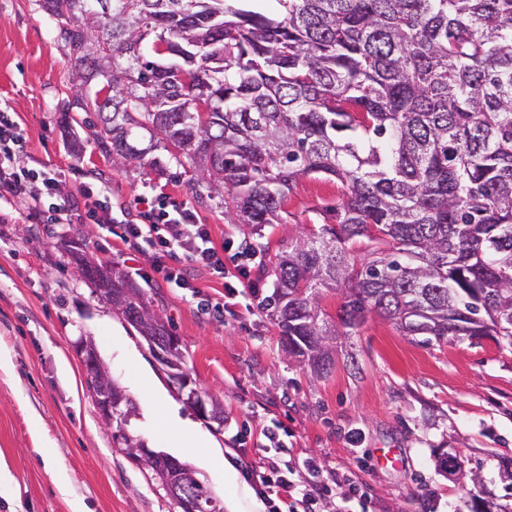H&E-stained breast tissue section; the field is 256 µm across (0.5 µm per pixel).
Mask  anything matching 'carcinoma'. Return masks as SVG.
Returning a JSON list of instances; mask_svg holds the SVG:
<instances>
[{"instance_id": "carcinoma-1", "label": "carcinoma", "mask_w": 512, "mask_h": 512, "mask_svg": "<svg viewBox=\"0 0 512 512\" xmlns=\"http://www.w3.org/2000/svg\"><path fill=\"white\" fill-rule=\"evenodd\" d=\"M91 95L113 163L198 173L229 224L283 220L297 181L344 197L281 251L265 309L288 356L317 377L328 337L369 317L420 343L489 337L512 347V0H119L74 22L76 0H38ZM121 36L112 79L96 44ZM207 101L208 112L194 101ZM162 149L168 160L148 158ZM94 289L124 288L132 327L160 314L127 273L98 263ZM324 289L343 301L320 319Z\"/></svg>"}]
</instances>
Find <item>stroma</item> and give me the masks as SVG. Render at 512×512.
Returning <instances> with one entry per match:
<instances>
[{"label":"stroma","mask_w":512,"mask_h":512,"mask_svg":"<svg viewBox=\"0 0 512 512\" xmlns=\"http://www.w3.org/2000/svg\"><path fill=\"white\" fill-rule=\"evenodd\" d=\"M79 82L56 25L37 0H0V105L18 117L27 138L21 166L55 173L61 194L108 187L114 204L144 211L146 201L190 202L215 242L265 245L271 263L282 245L321 223L343 196L339 182L301 179L285 203L283 223L252 234L224 219L221 197L199 199L195 172L170 167L157 174L136 161L113 164L84 123H66L64 111ZM27 206L0 207L8 237L0 241V350L12 366L0 370V512H176L150 473L112 444L74 351L93 337L113 378L132 399L130 433L148 447L190 464L221 512H230L225 465L237 473L255 453L262 427L284 424L294 448L345 471L364 492L368 512H470L465 474L478 472L482 488L502 494L511 479L512 348L490 340L423 345L393 324L367 319L338 339L336 366L324 378L290 359L279 329L263 307L272 280L253 278V315L219 311L224 288L202 271L200 291L187 304L179 290L156 280L150 263L118 236L93 224H55ZM77 239L90 258L137 273L153 307L181 342L186 370L198 388L224 405V426L196 418L150 355L140 334L95 297L78 276L67 243ZM354 356L358 373L345 365ZM163 396L167 409L152 407ZM193 420L197 448L170 445L168 411ZM458 458L462 473L448 477L436 453Z\"/></svg>","instance_id":"obj_1"}]
</instances>
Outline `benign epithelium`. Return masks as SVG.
<instances>
[{
    "label": "benign epithelium",
    "instance_id": "benign-epithelium-1",
    "mask_svg": "<svg viewBox=\"0 0 512 512\" xmlns=\"http://www.w3.org/2000/svg\"><path fill=\"white\" fill-rule=\"evenodd\" d=\"M101 9L109 15L112 14V0H102L100 3L85 2L73 9L72 16L80 21L90 11ZM142 331L143 340L149 351L165 368L171 381L177 385L185 403L201 418L223 425V403L199 391L190 376L184 373V367L177 359L178 344L174 341L160 340V337L155 335L154 325L147 324L142 327ZM74 349L91 380L92 393L107 433L131 437V434L123 426L116 425V422L127 421L134 411V405L123 387L112 377V371L100 357L93 337L80 338ZM124 452L138 465L168 464L170 473L166 475L167 490L180 500V512H200V502L189 491V481L196 479L191 466L147 447L141 440L134 442V447L124 449Z\"/></svg>",
    "mask_w": 512,
    "mask_h": 512
}]
</instances>
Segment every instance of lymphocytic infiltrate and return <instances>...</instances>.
<instances>
[{
  "mask_svg": "<svg viewBox=\"0 0 512 512\" xmlns=\"http://www.w3.org/2000/svg\"><path fill=\"white\" fill-rule=\"evenodd\" d=\"M26 144L19 122L11 112L0 109V198L6 204L20 202L35 210L40 208L43 197L57 194L59 180L39 169L18 168V156ZM59 211L69 222L88 219L103 229L111 224L121 225V241L149 254L154 273L179 288L187 303H194L198 296L188 272L170 268L165 262L166 257L178 253L222 280L224 311L235 313L248 296L250 266L244 261V252L234 251L230 236L215 243L190 203L151 209L145 223L139 224L125 208L116 209L111 203L96 199L93 187L87 186L79 197L64 199ZM256 444L263 461L260 467L249 469L247 476L269 512H316L318 502L346 480L336 469L325 468L307 453L289 448L278 429L262 428Z\"/></svg>",
  "mask_w": 512,
  "mask_h": 512,
  "instance_id": "f902f5d3",
  "label": "lymphocytic infiltrate"
}]
</instances>
